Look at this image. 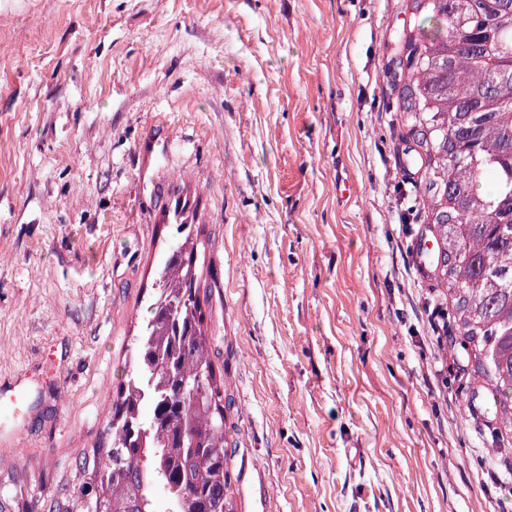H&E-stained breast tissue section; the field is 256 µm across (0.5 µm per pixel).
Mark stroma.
<instances>
[{
  "label": "stroma",
  "instance_id": "35a3bbf8",
  "mask_svg": "<svg viewBox=\"0 0 512 512\" xmlns=\"http://www.w3.org/2000/svg\"><path fill=\"white\" fill-rule=\"evenodd\" d=\"M405 0H0V467L103 437L199 192L237 512H512L404 220ZM176 144L144 162L139 145Z\"/></svg>",
  "mask_w": 512,
  "mask_h": 512
}]
</instances>
